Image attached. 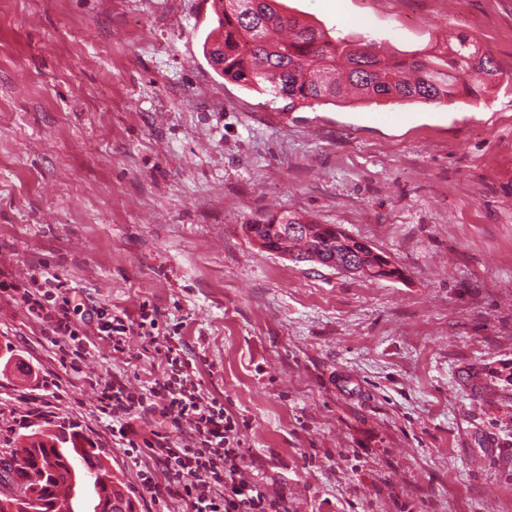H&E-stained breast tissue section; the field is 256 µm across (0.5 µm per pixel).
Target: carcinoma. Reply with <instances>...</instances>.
<instances>
[{
  "label": "carcinoma",
  "mask_w": 512,
  "mask_h": 512,
  "mask_svg": "<svg viewBox=\"0 0 512 512\" xmlns=\"http://www.w3.org/2000/svg\"><path fill=\"white\" fill-rule=\"evenodd\" d=\"M221 36L203 44L204 55L220 65L218 74L269 96L288 109L325 104L336 100L446 103L465 95L479 99L489 93L498 76L494 59L479 52L468 39H457L451 53H434L411 60L379 55L370 43L344 38L328 39L325 31L279 12L278 0H215ZM302 217L272 215L253 223L254 232L268 241L263 249L286 252L298 263L348 258L373 265L378 256L372 248L341 231L313 224L311 232L289 231ZM42 440L1 453L0 484L21 489L17 512H52L60 503L78 512L77 497L60 495L66 481L73 489L91 491L93 509L109 497L98 473L86 465L88 450L78 444L79 434L41 431Z\"/></svg>",
  "instance_id": "1"
}]
</instances>
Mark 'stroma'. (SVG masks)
Segmentation results:
<instances>
[{"mask_svg": "<svg viewBox=\"0 0 512 512\" xmlns=\"http://www.w3.org/2000/svg\"><path fill=\"white\" fill-rule=\"evenodd\" d=\"M331 37L420 58L464 35L512 76V0H279ZM213 0H0V270L39 265L85 304L178 328L203 388L244 418V465L288 512H512V83L481 100L285 111L225 80ZM336 224L401 280L295 263L248 224ZM0 449L52 428L143 494L81 378L0 298Z\"/></svg>", "mask_w": 512, "mask_h": 512, "instance_id": "obj_1", "label": "stroma"}]
</instances>
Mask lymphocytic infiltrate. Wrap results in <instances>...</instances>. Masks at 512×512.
<instances>
[{"mask_svg": "<svg viewBox=\"0 0 512 512\" xmlns=\"http://www.w3.org/2000/svg\"><path fill=\"white\" fill-rule=\"evenodd\" d=\"M29 287L0 279V297L25 308L43 327L56 349L60 364L84 359L92 338L107 342L113 361H123L131 338H139L147 358L157 364L153 379L130 386L125 372L111 380H91L99 392L97 411L115 444L126 449L142 490L151 499L181 500L185 512H288L285 501L269 495L257 475L244 471L241 462L240 423L223 401L207 395L195 364L182 354L176 334L161 336L156 307L142 304L139 321L105 307L82 316L76 290L58 273L42 267L34 270ZM159 415L168 428L142 435L137 419ZM189 441H182V431ZM163 482H156V472Z\"/></svg>", "mask_w": 512, "mask_h": 512, "instance_id": "obj_1", "label": "lymphocytic infiltrate"}]
</instances>
